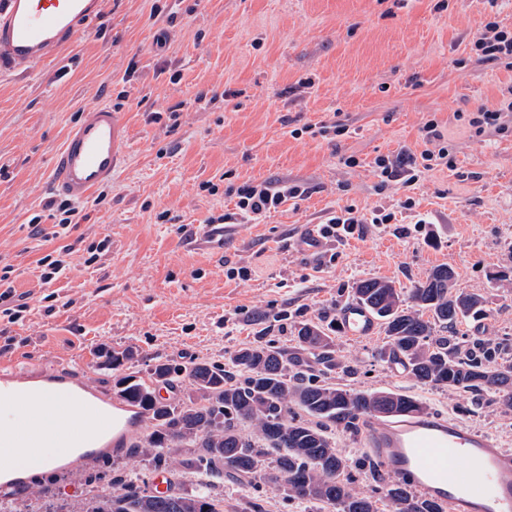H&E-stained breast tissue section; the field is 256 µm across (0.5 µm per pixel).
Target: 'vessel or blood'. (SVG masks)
Returning <instances> with one entry per match:
<instances>
[{
    "mask_svg": "<svg viewBox=\"0 0 512 512\" xmlns=\"http://www.w3.org/2000/svg\"><path fill=\"white\" fill-rule=\"evenodd\" d=\"M103 0H0V62L13 67L38 66L57 57L97 17ZM128 134L122 113L102 104L88 106L69 130L53 161V184L71 201L86 200L109 183L127 156ZM242 230L238 224H205L198 238L220 250ZM337 322L351 337L373 335L377 323L362 305L352 302L337 311ZM43 398L65 396L81 408L80 416H60L44 429L40 412H27L0 436V496L18 488L20 448L54 447L55 464L71 469L75 455L93 460L129 447L146 416L116 399L101 396L68 372L37 377ZM0 392L25 409L22 377L0 371ZM96 423L98 435L87 440L85 426ZM361 440L368 457L383 474L393 476L446 512H512V451L491 436L452 417L421 413L364 417Z\"/></svg>",
    "mask_w": 512,
    "mask_h": 512,
    "instance_id": "vessel-or-blood-1",
    "label": "vessel or blood"
}]
</instances>
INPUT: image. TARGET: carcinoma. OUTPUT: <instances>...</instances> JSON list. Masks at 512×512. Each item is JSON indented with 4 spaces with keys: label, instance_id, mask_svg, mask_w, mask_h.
I'll return each instance as SVG.
<instances>
[{
    "label": "carcinoma",
    "instance_id": "cac0c4a2",
    "mask_svg": "<svg viewBox=\"0 0 512 512\" xmlns=\"http://www.w3.org/2000/svg\"><path fill=\"white\" fill-rule=\"evenodd\" d=\"M454 273L432 269L426 280L404 294L395 283L365 279L355 283L354 300L382 321L385 342L375 356L399 360L418 384L470 393L512 410V364L493 369L502 348L489 341L468 342L456 332L464 318L482 311L478 294L453 292ZM448 335H437V329ZM296 347L288 350L260 329L257 339L224 357L188 365L154 357L144 379L125 373L131 349L104 352L101 366L115 375L120 396L150 414L153 430L131 450L153 470H171V453L182 448L178 465L199 476L227 475L234 483L258 487L252 474L281 487L284 499L308 502L336 512H377L376 502L352 486L349 460L336 448L333 432H354L360 416L394 399L399 413H421L426 406L403 394L356 390L333 382L354 368L336 355V324L320 320L291 326ZM187 387L179 397L162 398L158 386ZM250 432H245V428ZM288 476V483L282 477ZM90 481L102 485L85 512H224V499L201 484L191 492L178 487L154 496L114 463L103 460ZM395 512H443L401 483L384 487Z\"/></svg>",
    "mask_w": 512,
    "mask_h": 512
}]
</instances>
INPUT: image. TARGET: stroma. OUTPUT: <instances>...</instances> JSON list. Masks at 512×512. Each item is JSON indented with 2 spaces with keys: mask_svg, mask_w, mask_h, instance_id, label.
<instances>
[{
  "mask_svg": "<svg viewBox=\"0 0 512 512\" xmlns=\"http://www.w3.org/2000/svg\"><path fill=\"white\" fill-rule=\"evenodd\" d=\"M58 61L33 69L0 65V268L10 267L29 309L17 322L0 316V367L44 373L69 368L88 386L112 392L97 351L127 348L178 363L218 360L253 341V312L288 315L278 341L293 348L290 322L335 317L362 279L410 290L439 265L455 289L483 296L486 314L458 326L470 339L512 345V133L482 137L454 111L493 102L512 70L469 59L463 38L490 16L512 27V5L499 0H103ZM165 46H157L159 35ZM466 66H459V59ZM311 88H303V81ZM90 103L122 112L128 157L102 202L79 204L59 236L30 233L57 198L50 166L68 128ZM161 113L152 121V113ZM178 113L170 122L169 113ZM340 120L347 135L328 142L304 133ZM436 120L453 146L455 170L428 172L409 188L378 191L370 164L400 147L423 148L420 129ZM301 136H293V129ZM358 157L351 169L344 157ZM290 181L312 195L300 205L246 223L215 252L191 243L196 225L234 206L227 183ZM217 185L218 193L207 190ZM413 198L412 209L401 206ZM395 213L393 224L328 241L310 259L294 230L322 224L345 205ZM168 220H158L161 210ZM83 240L107 241L95 262L74 261L57 281L40 278L38 261ZM247 268L248 279L229 278ZM54 295L46 304V295ZM385 338L337 333L339 356L358 373L348 386L407 394L512 449V411L474 407L467 394L411 380L379 361ZM0 498V512H81L89 489L73 471ZM226 512H312L284 501L277 485L241 490L217 480Z\"/></svg>",
  "mask_w": 512,
  "mask_h": 512,
  "instance_id": "stroma-1",
  "label": "stroma"
}]
</instances>
